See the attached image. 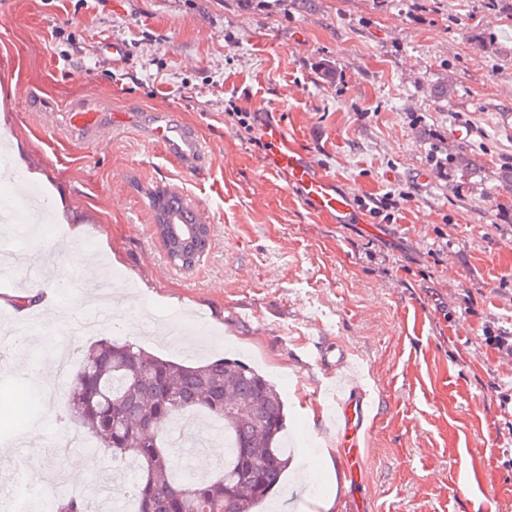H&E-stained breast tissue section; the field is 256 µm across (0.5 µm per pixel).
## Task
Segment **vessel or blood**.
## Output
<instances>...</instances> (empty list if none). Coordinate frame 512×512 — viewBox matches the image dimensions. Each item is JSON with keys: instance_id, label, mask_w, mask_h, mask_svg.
<instances>
[{"instance_id": "b4317fda", "label": "vessel or blood", "mask_w": 512, "mask_h": 512, "mask_svg": "<svg viewBox=\"0 0 512 512\" xmlns=\"http://www.w3.org/2000/svg\"><path fill=\"white\" fill-rule=\"evenodd\" d=\"M67 119L70 125L82 129L85 135L92 136L97 132L96 107L93 103L84 102L70 107ZM147 136L152 142L163 146L184 169H195L203 156V143L197 132L174 119L158 121L149 128ZM266 136L273 146L270 156L272 165L287 170L291 183L298 186L305 197L314 201L322 211L335 214L337 223H348L353 209L348 197L337 190L333 180L322 174L309 158L288 149L281 127H269ZM370 416L371 410L362 389H350L339 399L336 447L341 465L348 472H355L360 466L361 440Z\"/></svg>"}]
</instances>
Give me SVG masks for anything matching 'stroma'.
<instances>
[{"label": "stroma", "mask_w": 512, "mask_h": 512, "mask_svg": "<svg viewBox=\"0 0 512 512\" xmlns=\"http://www.w3.org/2000/svg\"><path fill=\"white\" fill-rule=\"evenodd\" d=\"M124 55H112L113 44ZM333 79H326L324 69ZM448 84V99L433 96ZM100 102L98 140L67 122ZM266 112L352 198L405 190L393 223L356 211L338 224L269 169L227 111ZM196 129L205 157L189 171L150 143L156 115ZM0 162L68 223L0 234L25 261L0 277V512L25 461L67 473L84 459L88 512L123 503L128 470L79 433L68 395L97 336L130 340L195 364L247 360L278 387L296 454L270 512H512V22L490 0H0ZM467 155L478 170L439 175L431 154ZM178 191L210 216L211 245L172 266L147 193ZM83 225V252L65 247ZM122 293L113 330L78 332L98 270ZM54 293V317L16 315L15 295ZM193 324L196 339L178 333ZM363 365L372 404L360 483L331 481L337 378L321 359ZM211 419L186 415L169 436L191 466ZM37 440H28L29 430Z\"/></svg>", "instance_id": "1"}]
</instances>
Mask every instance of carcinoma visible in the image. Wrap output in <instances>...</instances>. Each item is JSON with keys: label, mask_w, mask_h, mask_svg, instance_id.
<instances>
[{"label": "carcinoma", "mask_w": 512, "mask_h": 512, "mask_svg": "<svg viewBox=\"0 0 512 512\" xmlns=\"http://www.w3.org/2000/svg\"><path fill=\"white\" fill-rule=\"evenodd\" d=\"M164 195L177 224L192 219ZM70 417L112 451L135 463L127 486L131 512H194L216 502L224 512H252L282 488L293 456L282 448L287 411L276 386L242 361L218 357L189 365L156 356L127 341L104 338L87 352L69 395ZM203 412L224 425V466L214 477L191 479L169 422ZM52 512H86L79 495H64Z\"/></svg>", "instance_id": "obj_1"}]
</instances>
